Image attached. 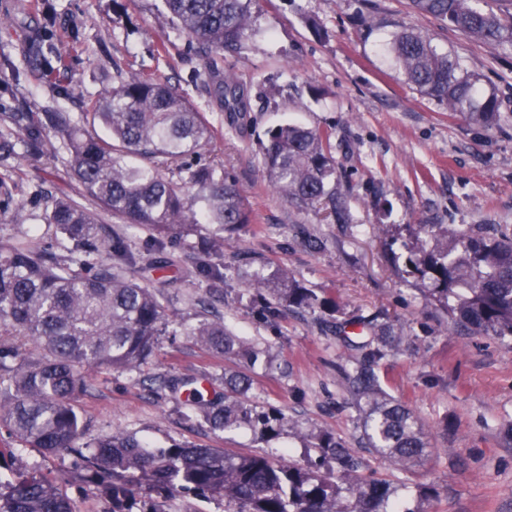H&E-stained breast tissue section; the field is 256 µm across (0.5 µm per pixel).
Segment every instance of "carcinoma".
<instances>
[{
	"mask_svg": "<svg viewBox=\"0 0 512 512\" xmlns=\"http://www.w3.org/2000/svg\"><path fill=\"white\" fill-rule=\"evenodd\" d=\"M480 0H411L413 9L471 38L512 46V21L486 11ZM171 22L205 63L204 89L235 117L245 111L243 85L224 71V52L235 51L252 34L253 0H163ZM51 18L27 48L43 75L54 71L44 45ZM381 51L405 80L466 121L485 127L499 119V102L480 88L475 76L439 49L422 31L402 29L381 43ZM118 84L92 103L91 123L108 132L103 139L74 123L66 112H49L48 126L67 147L73 176L106 211L128 224L147 227L154 244L166 236H189L201 224L233 229L252 221L251 211L221 163L192 164L187 159L210 143L205 116L177 89L150 76L116 69ZM29 156L45 151L42 127L22 128ZM332 132L284 124L268 132L264 165L274 189L306 209L328 210V218L347 223L336 197ZM142 159L134 163L131 158ZM48 221L86 251L98 250L96 216L66 196L52 199ZM405 259L407 272L420 278L423 292L446 310L452 323L475 335L493 336L512 348V234L494 224L457 228L420 224ZM115 262L89 270L63 267L28 247L0 243V328L38 341L37 358L18 346L0 345V423L18 442L52 454L70 450L84 427L73 397L90 387L84 369L135 368L154 352L169 324L158 294L126 277L136 266L119 237L104 245ZM270 290L290 306H332L300 286L286 270L258 276L250 284ZM186 335L203 348L258 360L261 351L233 335L222 321L199 318ZM395 337L382 326L361 356L342 368L361 416V442L377 457L410 477L427 455L423 424L414 412L381 387L377 369ZM249 376H224V400L193 405L214 431L245 426L262 438L294 429L280 409L260 410L250 403ZM321 450L319 464H336L321 473L312 465L275 460L266 454L174 444L152 449L133 432L118 430L92 444L90 462L112 501L120 503L138 487L192 492L224 498L233 512H412L396 499L385 479L358 474L361 462L328 431L310 434ZM151 475L153 483L142 478ZM0 512H75L70 497L43 477L0 484Z\"/></svg>",
	"mask_w": 512,
	"mask_h": 512,
	"instance_id": "obj_1",
	"label": "carcinoma"
}]
</instances>
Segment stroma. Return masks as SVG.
<instances>
[{"label":"stroma","instance_id":"stroma-1","mask_svg":"<svg viewBox=\"0 0 512 512\" xmlns=\"http://www.w3.org/2000/svg\"><path fill=\"white\" fill-rule=\"evenodd\" d=\"M356 8V0H255L250 41L224 56L225 70L246 89V110L233 120L203 92L204 62L160 0H0V138L12 144L0 159V242L74 268L109 260L108 251L86 253L47 222L52 197L64 193L99 211L103 239L117 235L134 253L150 250L149 230L100 212L72 177L62 142L51 140L43 157L31 160L10 116L22 112L33 121L66 112L83 123L88 102L111 88L119 68L175 86L206 113L214 138L201 156L222 160L252 221L224 232L206 224L191 237L170 235L154 266L129 268L141 286L168 300L171 325L141 366L91 371L90 389L74 402L86 440L128 430L153 448L266 450L303 464L318 455L305 432L325 430L362 457L366 471L397 485L411 512H512V443L503 439L512 424V349L453 327L393 259L403 253L411 224H497L512 233V48L474 41L415 12L410 0H368L369 31ZM46 24V55L55 68L47 77L24 52ZM398 28L429 34L494 89L497 125L467 122L408 84L379 51ZM286 122L333 130L348 223H331L270 187L266 132ZM219 238L224 247L211 261L223 280L215 286L198 274L197 262L201 242ZM261 267L287 269L303 287L335 299L336 308H295L257 295L247 275ZM202 299L233 334L267 349L268 360L247 369L249 400L283 410L299 433L263 440L248 429L211 430L183 389L165 388L168 379L206 378L212 398L224 396L230 360L183 333ZM374 318L400 339L381 367L382 384L425 424L428 457L418 479L437 491L427 501L405 474L358 445L359 413L340 367L368 339ZM28 471L61 486L76 512H112L111 496L80 457L21 447L0 425V473Z\"/></svg>","mask_w":512,"mask_h":512}]
</instances>
